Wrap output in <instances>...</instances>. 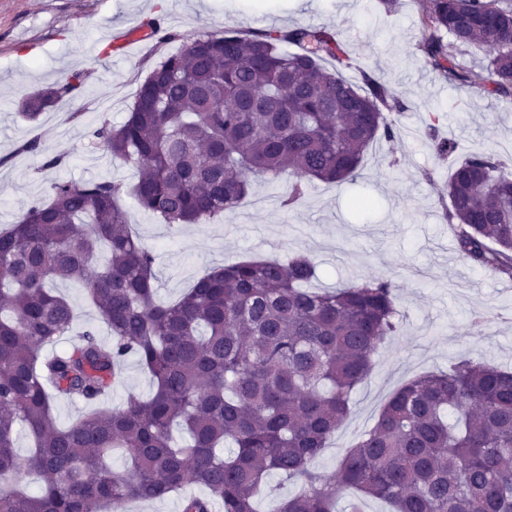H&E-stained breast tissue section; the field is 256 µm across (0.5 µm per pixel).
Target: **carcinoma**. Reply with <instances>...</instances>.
<instances>
[{
	"mask_svg": "<svg viewBox=\"0 0 512 512\" xmlns=\"http://www.w3.org/2000/svg\"><path fill=\"white\" fill-rule=\"evenodd\" d=\"M421 9L419 50L448 84L512 98L511 3L422 0ZM470 44L490 51L479 71L454 61ZM351 67L324 28L198 33L153 66L122 124L105 118L91 133L94 146L137 165L135 184L58 180L49 200L0 231V479L19 483L26 468L43 482L36 496L1 490L0 512H101L167 498L188 481L207 494L182 496V512H255L272 472L302 482L279 512H336L344 488L393 512H512L511 370L464 356L409 380L326 477L310 464L399 329L397 285L313 291L316 266L298 254L214 268L163 301L156 255L118 204L130 194L166 224H212L256 177L291 179L288 211L314 180H353L370 146L395 137L404 105L369 76L361 85L346 78ZM82 85L75 75L37 91L23 117L37 121ZM428 135L440 157L456 153L435 128ZM446 194L458 250L512 278L503 160L487 152L457 161ZM59 280L81 286L109 340L93 329L72 334L75 307L53 288ZM69 335L70 348L57 351ZM129 356L152 377V395L96 407ZM60 399L91 410L61 426ZM19 424L31 441L24 458ZM116 448L128 453L126 471L112 468Z\"/></svg>",
	"mask_w": 512,
	"mask_h": 512,
	"instance_id": "1",
	"label": "carcinoma"
}]
</instances>
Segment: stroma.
<instances>
[{
    "mask_svg": "<svg viewBox=\"0 0 512 512\" xmlns=\"http://www.w3.org/2000/svg\"><path fill=\"white\" fill-rule=\"evenodd\" d=\"M420 0H0V229L16 223L36 201L47 200L58 179L137 180L135 166L92 146L102 119L122 124L145 77L181 38L225 29L257 31L297 25L329 27L346 44L364 76L397 90L404 105L400 131L378 139L360 176L341 185L314 182L293 211L280 207L287 178L255 180L247 199L217 224L161 222L125 196L135 234L157 254L155 285L174 299L211 268L241 258H313L316 284L339 288L365 279L397 287L402 325L374 357L367 381L351 397L348 417L311 466L328 475L370 429L388 397L408 380L447 369L470 356L512 369V280L474 265L457 248L444 217L450 161L426 135L457 144V158L493 152L512 158V101L448 84L419 51ZM160 18L178 40L138 42L128 56L108 54L117 32ZM75 73L82 95L61 100L37 122L20 114L22 101ZM42 152H20L29 140ZM61 155L63 168L46 170L44 156ZM367 197L371 208L352 201Z\"/></svg>",
    "mask_w": 512,
    "mask_h": 512,
    "instance_id": "stroma-1",
    "label": "stroma"
}]
</instances>
